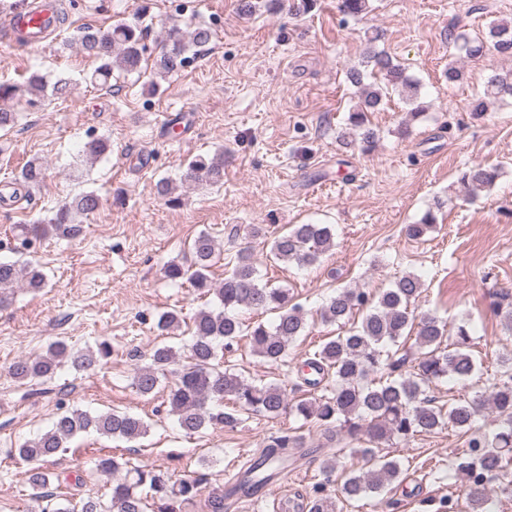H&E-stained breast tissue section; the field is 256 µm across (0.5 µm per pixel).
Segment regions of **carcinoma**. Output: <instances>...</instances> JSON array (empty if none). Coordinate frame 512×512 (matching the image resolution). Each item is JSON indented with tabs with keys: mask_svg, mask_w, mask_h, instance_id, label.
I'll list each match as a JSON object with an SVG mask.
<instances>
[{
	"mask_svg": "<svg viewBox=\"0 0 512 512\" xmlns=\"http://www.w3.org/2000/svg\"><path fill=\"white\" fill-rule=\"evenodd\" d=\"M338 9L352 18L369 13V0H339ZM146 29L139 23L123 22L107 30L85 26L78 31L80 49L98 62L88 76L90 84L110 86L114 70L126 73L139 71L147 52L144 43ZM212 38L209 27L198 25L187 31L173 24L168 27L165 44L154 62L155 73L166 77L182 70L197 49ZM383 32L375 29L368 36L369 47L360 65L347 72L350 84L358 89L360 101L350 112L346 131L339 137L341 144L367 152L373 146L376 133L367 122V113L379 110L392 92L415 104L411 118L423 115L417 104L419 83L407 75L406 68L393 61L385 51L376 49ZM458 57L481 58L492 51L512 60V19L494 20L487 32L471 36L459 33L453 37ZM379 75L382 82H366ZM71 79L59 75L49 82L40 74H31L23 83H0V100L27 98L34 105L51 96L66 99ZM512 97V69L495 70L486 79L484 97L471 103V111L482 113L488 105ZM109 149L108 140L93 138L84 144L82 156L96 160ZM46 166L33 158L23 166L15 179L9 200L22 198L21 189L43 181ZM500 169L496 166L472 165L460 173L459 180L472 195L491 188ZM184 178L195 184L220 186L224 183V155H197L187 166ZM102 198L95 192H83L62 204L53 214L35 224L23 227L24 239L44 238L50 233L76 236L80 232L78 217L95 213ZM437 224V217L427 211L416 224L406 226L408 236L419 239ZM333 234L328 224H293L288 231L273 238L269 257L275 262L312 265L332 250ZM221 255L220 244L208 232H200L190 246V259L171 261L164 276L172 282L188 280L199 294L213 295L221 309L199 310L194 318L191 340L183 348L168 344L154 348L150 363L138 368L133 387L143 396H150L161 387L167 375L175 378L167 395L168 412L176 418L179 428L189 435L208 428L233 429L242 422L241 414H255L276 419L293 414L330 432L338 430L355 441H365L358 448L366 470L345 476L342 493L346 502L368 497L377 498L402 473L399 460L381 453L380 445L392 440L409 442L421 433H429L445 425L469 431L479 414L473 401L460 400L448 407L434 405L425 394L429 384L444 377L469 380L479 372L470 352L474 339L470 327H456L455 340L448 342V329L429 312H417L424 282L414 273H407L393 285L374 296L362 288H341L325 299L319 317L327 325H339L342 333L328 340L309 358L306 366L310 375L302 376L310 389L321 391L289 399L278 382H255L247 379L233 365H217L220 353L231 350L241 336H247L253 355L267 363H282L288 358V348L306 328L302 306L293 302L289 290L262 282L253 254L247 249L236 252L228 262L224 280L211 277V267ZM34 290L45 285V276L32 263L20 267L14 262L0 261V305L7 303L9 291L19 282ZM494 311L503 316L512 328V301L509 296L495 294ZM272 312L275 320L247 322L239 312ZM180 316L168 311L156 323L158 335L164 336L179 326ZM415 336L420 350L416 359L400 345V340ZM111 354V346L103 341L97 348L71 352L62 342H55L34 357H20L12 362L8 374L19 381L52 378L63 363L69 362L81 371L94 369ZM488 403L499 418L497 429L468 441V449L448 459V467L468 477L471 484L466 509L484 512L486 484L499 482L503 491H512V357L500 359L499 370L493 376ZM93 430L96 433L127 442L144 437L149 424L139 415L113 410L92 415L79 408L57 416L52 427L22 442L18 457L31 464L30 484L41 490L37 496L40 512H184L201 495L207 474L176 478L169 471L149 466H137L116 455L95 459L96 469L115 476L110 500L87 497L78 502L59 499L48 491L49 474L41 464L68 451L67 441L73 436ZM318 452L308 446L301 435L271 436L262 451L240 471L230 488L210 496L207 512H224V499L231 495L256 496L264 492L288 463ZM308 512H337L336 501L324 494V486L316 483L307 497Z\"/></svg>",
	"mask_w": 512,
	"mask_h": 512,
	"instance_id": "cac0c4a2",
	"label": "carcinoma"
}]
</instances>
